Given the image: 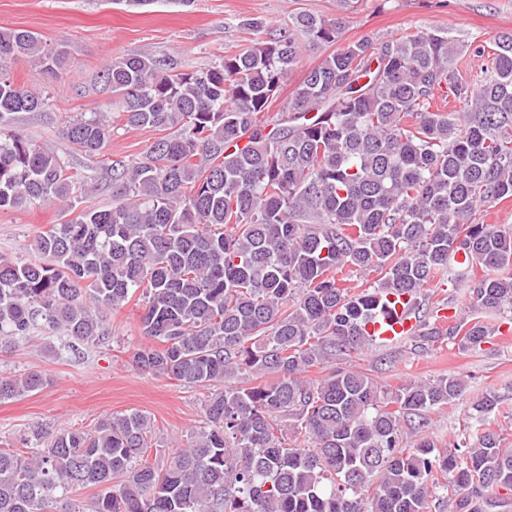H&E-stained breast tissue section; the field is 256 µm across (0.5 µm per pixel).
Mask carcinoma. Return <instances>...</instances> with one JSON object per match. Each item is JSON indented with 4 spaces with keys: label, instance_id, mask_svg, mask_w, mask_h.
I'll list each match as a JSON object with an SVG mask.
<instances>
[{
    "label": "carcinoma",
    "instance_id": "obj_1",
    "mask_svg": "<svg viewBox=\"0 0 512 512\" xmlns=\"http://www.w3.org/2000/svg\"><path fill=\"white\" fill-rule=\"evenodd\" d=\"M240 26L256 38L216 66L112 59L101 78L125 126L170 134L140 161H112V206L38 232L40 259L0 257L1 350L50 330L78 353L137 293L146 343L133 365L213 387L206 426L162 466L139 410L92 430L37 429L25 449L0 448V512H503L512 448L490 428L500 395L472 404L476 444L456 455L425 427L463 399L462 378L388 392L353 368L305 373L369 344L365 323L403 301L426 342L477 346L490 318L512 313V225L476 218L512 198V34L495 39L473 86L442 31L365 36L307 69L271 119L305 50L339 43L346 22L298 13ZM20 56L52 72L66 59L31 31H0V211L67 203L77 184L55 151L3 133L46 105L8 76ZM445 89L463 111L433 105ZM111 132L105 113L82 112L62 135L100 155ZM346 267L378 279L354 293ZM451 271L467 283L455 299L466 317L445 327L423 297ZM246 371L273 380L235 384ZM49 384L40 370L0 375V403ZM87 488L90 500L73 498Z\"/></svg>",
    "mask_w": 512,
    "mask_h": 512
}]
</instances>
